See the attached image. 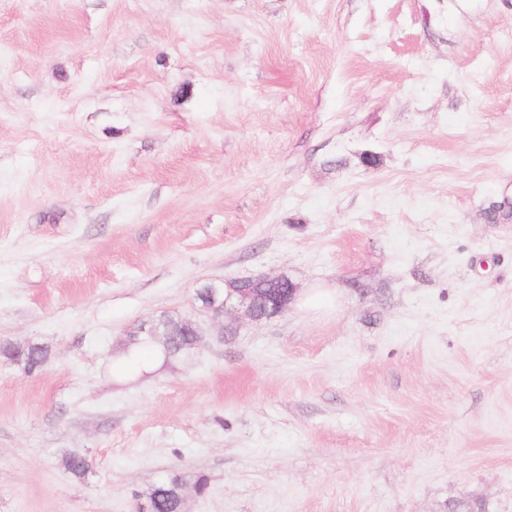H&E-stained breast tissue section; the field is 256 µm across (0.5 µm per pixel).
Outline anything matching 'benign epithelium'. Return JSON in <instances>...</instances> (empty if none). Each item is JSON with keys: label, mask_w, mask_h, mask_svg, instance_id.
I'll return each instance as SVG.
<instances>
[{"label": "benign epithelium", "mask_w": 512, "mask_h": 512, "mask_svg": "<svg viewBox=\"0 0 512 512\" xmlns=\"http://www.w3.org/2000/svg\"><path fill=\"white\" fill-rule=\"evenodd\" d=\"M251 280L262 285L261 291L245 287L242 278L205 282L203 287L218 289L220 293L211 303L198 306V310L217 320L226 316L236 319L242 315L253 322L262 321L285 313L298 297L299 289L284 276L259 274Z\"/></svg>", "instance_id": "7a95c632"}]
</instances>
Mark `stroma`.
I'll list each match as a JSON object with an SVG mask.
<instances>
[{
    "label": "stroma",
    "instance_id": "1",
    "mask_svg": "<svg viewBox=\"0 0 512 512\" xmlns=\"http://www.w3.org/2000/svg\"><path fill=\"white\" fill-rule=\"evenodd\" d=\"M3 342L0 512H512V0H0ZM244 280H255L264 288L256 292L252 288H246ZM203 283L205 284L200 288L219 289L220 293L212 298L210 304L198 305V310L209 314L213 319H222V328L226 316H231L235 320L241 314L253 322L280 316L295 303L299 292L288 278L266 274L231 281L223 280L219 283L213 281ZM140 333H146L148 336H136L130 340L124 350V358L117 361L116 367L120 372L137 376L146 372L143 369L144 355L149 353L150 357L162 360L163 364H169L172 361L193 354L188 347L189 336H186L184 330L177 324L167 328L168 336H153L152 323H142L138 326ZM50 355L49 347L40 343L0 345V361L18 366L28 375L39 372L49 361ZM61 464L69 475L79 480L85 479L95 468L94 459L81 453L65 456ZM183 486L182 476L171 473L156 484L145 499L137 503L140 509L137 512H182Z\"/></svg>",
    "mask_w": 512,
    "mask_h": 512
}]
</instances>
